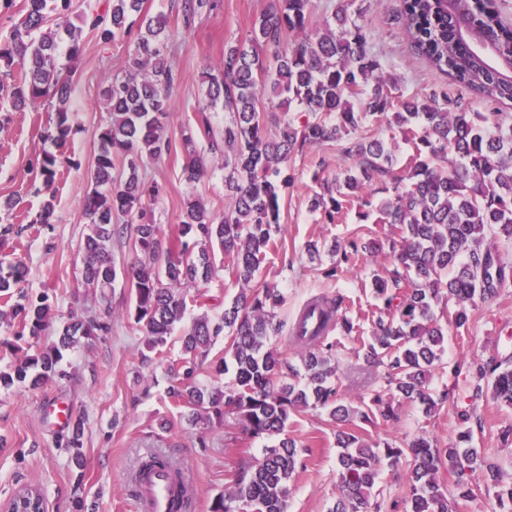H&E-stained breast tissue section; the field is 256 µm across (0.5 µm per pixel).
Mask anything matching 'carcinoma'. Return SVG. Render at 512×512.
Here are the masks:
<instances>
[{
    "label": "carcinoma",
    "instance_id": "carcinoma-1",
    "mask_svg": "<svg viewBox=\"0 0 512 512\" xmlns=\"http://www.w3.org/2000/svg\"><path fill=\"white\" fill-rule=\"evenodd\" d=\"M374 0H268L243 41L224 45L217 69L203 73L204 103L197 109L196 128L184 134V171L198 180L206 168L199 142L212 154L224 153V183L229 200L224 215L214 216L198 200L180 215L181 238L173 240L160 226L145 220V198L156 193L139 178L147 159L170 152L166 130L171 119V91L178 71L170 59L169 19L143 16V0H112L109 19L95 17L89 28L105 43L138 31L137 50L123 74L107 81L103 105L107 120L98 128V145L90 170L89 189L82 200L88 220L80 248L82 283L95 299L110 301L117 279L133 296V319L145 335L141 363L162 362L163 347L183 323V289L217 276L214 246L224 253L222 269L244 284L224 306L219 320L196 316L183 327L181 355L170 365L169 402L194 424L234 419L252 437H279L255 465L238 471L232 491L219 495L211 512H287L288 483L299 464L297 444L283 436L294 412L327 409L340 423L336 447L340 491L330 512H453L440 486L447 466L456 476L458 498L473 495L468 476L482 475L485 491L500 512H512V481L501 466L475 445L470 420L449 447L420 435L408 443L385 439L371 443L364 423L379 416L397 419L394 402L407 400L427 417L448 400L429 388L442 364L447 331L441 318L456 330L468 328L471 311L512 288V262L501 245L512 243V112H476L448 88L436 85L407 94L397 80L386 84L381 59L369 48L358 19ZM216 0H178L177 17L191 28L216 9ZM47 0H25L23 14L9 38L0 45V68L12 77L10 102L24 109L42 99L57 101L56 121L47 138L63 147L71 133L68 103L74 69L61 61L81 52L82 29L46 30ZM318 10L323 24L313 25ZM404 35L436 71L467 86L483 100L512 103V29L499 18L495 0H399L395 9ZM294 34L296 39L288 41ZM272 50L271 56L263 50ZM278 98L288 111L304 114L301 122L285 115L268 128L264 101ZM230 114L224 125V145L211 129L208 112L216 107ZM388 127L413 144L401 167L390 142L363 133L370 121ZM336 146L353 166L343 170L323 192L314 193L308 207L328 222L355 211L361 223L389 224L397 231L392 269L371 282L379 315L371 342L360 349L371 367L386 368L388 398L374 393L364 409L338 403L336 364L328 334L352 332L339 310L341 299L311 300L290 328L301 349L302 369L281 359L270 346L282 325L274 322L283 301L276 285L255 276L266 252L277 246L281 204L293 177L291 157L311 146ZM127 170L115 182L116 162ZM61 156L46 152L39 163L41 192L46 196L35 222L50 223L55 210L53 190ZM129 238L141 258L122 269L112 257V243ZM376 241L335 242L337 257L326 275L361 252H377ZM26 270L16 261L0 263V325L16 327L15 341L6 346L32 347L51 321L49 296L14 292ZM108 330L94 310L72 313L57 330L58 341L25 356L10 372L0 370V387L29 381L38 388L67 376L61 369L64 352L80 343L93 344ZM225 335L224 356L209 358L215 338ZM207 368L212 382L196 378ZM473 398L491 393L512 408V360L490 357L466 363ZM234 372L231 387L222 376ZM63 431L55 443L68 450L76 465L83 461L84 418L64 410ZM406 464L405 496H391L378 485L379 465ZM173 465L163 452L143 457L137 475Z\"/></svg>",
    "mask_w": 512,
    "mask_h": 512
}]
</instances>
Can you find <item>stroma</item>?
I'll return each instance as SVG.
<instances>
[{
    "label": "stroma",
    "instance_id": "1",
    "mask_svg": "<svg viewBox=\"0 0 512 512\" xmlns=\"http://www.w3.org/2000/svg\"><path fill=\"white\" fill-rule=\"evenodd\" d=\"M217 3L216 10L190 29L176 20L173 0L144 3L149 14L171 16V59L180 74L171 93L173 115L167 130L171 150L160 159L146 161L139 172L145 182L158 184V196L146 202L148 214L172 238L181 234L179 216L188 200H201L215 216L224 213L223 158L208 156L205 175L197 181L187 180L183 132L194 126L203 99L202 71L222 61L226 43L247 36L266 0ZM365 24L371 33V51L406 93L444 84L449 95L469 98L465 87L434 71L416 54L393 21L391 9H370ZM136 41L133 35L116 43L102 42L87 32L82 35V52L71 63L75 70V89L69 102L72 132L56 177L55 212L48 224L35 221L43 196L41 182L30 167L51 147L44 135L55 111L47 102L23 112L12 110L7 84L0 80V226L24 227L21 238H8L0 246V259H18L25 264L29 294H48L52 313L58 318L94 305L81 279L79 245L87 230L81 199L89 188L87 174L97 146V128L107 117L102 91L109 77L125 69ZM348 165V160L329 147H311L290 160L294 184L281 211V245L267 252L258 278L280 288L284 303L278 318L287 326L310 298H342L341 312L353 322L354 330L348 335L331 333L329 339L336 346L341 402L354 407L360 398L383 387L379 369L367 366L356 352L372 334V323L364 313L372 309L374 299L364 283L388 267L395 236L387 224H361L352 214L329 224L309 211L307 199L316 188L313 173L332 179ZM10 199L17 200L16 208H7ZM355 236L365 241L378 239L382 248L343 265L334 278L323 274L332 263L328 251L313 258L305 250L312 239L329 243ZM239 289L236 279L219 272L203 289L188 290V316L204 312L219 316ZM130 305L128 289L116 284L110 310L104 315L109 332L92 346L68 352L64 360L67 378L37 389L24 383L0 388V508L19 490L35 486L43 493L46 512H72L71 500L78 494L86 497L89 512H139L132 471L140 457L161 451L192 476L196 512H211L214 498L231 490L238 468L262 458L265 440L243 434L236 444H225L226 433L236 429L234 420L204 429L170 405L167 364L179 358L180 343L177 337H170L165 347L167 363L143 368L140 358L145 337L133 327ZM496 351L512 353V289L479 305L468 330L449 329L443 361L451 365L463 358L485 360ZM468 385L463 371L433 376L432 389L448 393L437 414L426 417L413 404L402 403L398 421H376L368 428L370 437L393 436L405 441L423 434L446 445L458 430L460 413L466 412L482 423L475 432L477 447L512 475V447L502 446L498 438L500 427L512 424V409L489 395L471 400ZM65 406L85 413L84 467L80 470L72 466L64 449L53 444L59 427L56 412ZM336 429L322 409L290 416L285 432L302 454L301 465L289 481L288 512H330L339 493Z\"/></svg>",
    "mask_w": 512,
    "mask_h": 512
}]
</instances>
